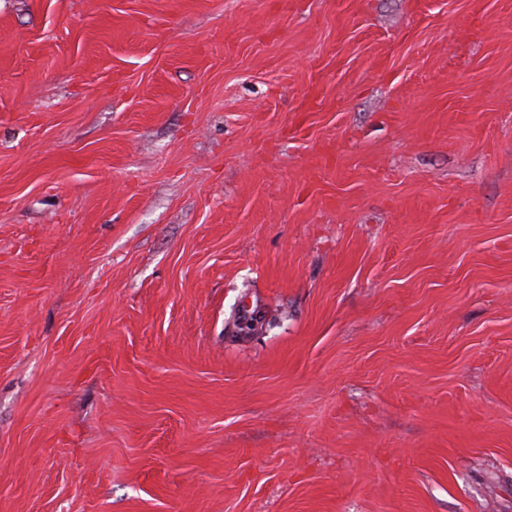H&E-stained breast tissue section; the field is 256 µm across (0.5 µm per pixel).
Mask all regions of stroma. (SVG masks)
I'll use <instances>...</instances> for the list:
<instances>
[{
	"mask_svg": "<svg viewBox=\"0 0 512 512\" xmlns=\"http://www.w3.org/2000/svg\"><path fill=\"white\" fill-rule=\"evenodd\" d=\"M0 512H512V0H0Z\"/></svg>",
	"mask_w": 512,
	"mask_h": 512,
	"instance_id": "1",
	"label": "stroma"
}]
</instances>
